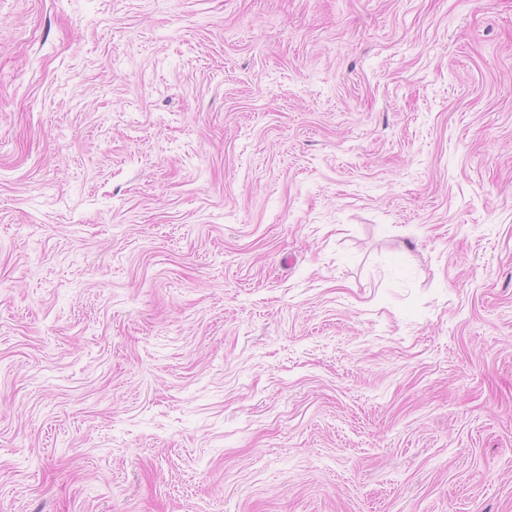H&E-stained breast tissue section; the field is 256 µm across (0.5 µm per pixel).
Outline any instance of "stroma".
Returning <instances> with one entry per match:
<instances>
[{"label":"stroma","mask_w":512,"mask_h":512,"mask_svg":"<svg viewBox=\"0 0 512 512\" xmlns=\"http://www.w3.org/2000/svg\"><path fill=\"white\" fill-rule=\"evenodd\" d=\"M0 512H512V0H0Z\"/></svg>","instance_id":"35a3bbf8"}]
</instances>
